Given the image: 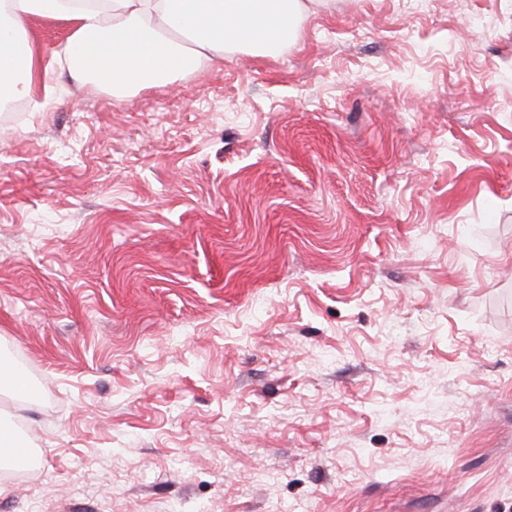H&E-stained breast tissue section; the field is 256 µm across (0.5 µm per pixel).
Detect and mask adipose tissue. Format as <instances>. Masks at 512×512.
<instances>
[{"label": "adipose tissue", "instance_id": "ef3b65f1", "mask_svg": "<svg viewBox=\"0 0 512 512\" xmlns=\"http://www.w3.org/2000/svg\"><path fill=\"white\" fill-rule=\"evenodd\" d=\"M325 0H0V95L30 98L36 55L26 23H70L71 75L96 76L116 94L158 86L223 58L276 53L301 36Z\"/></svg>", "mask_w": 512, "mask_h": 512}]
</instances>
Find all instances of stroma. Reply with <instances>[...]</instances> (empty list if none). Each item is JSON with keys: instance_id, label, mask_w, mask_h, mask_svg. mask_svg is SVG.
<instances>
[{"instance_id": "obj_1", "label": "stroma", "mask_w": 512, "mask_h": 512, "mask_svg": "<svg viewBox=\"0 0 512 512\" xmlns=\"http://www.w3.org/2000/svg\"><path fill=\"white\" fill-rule=\"evenodd\" d=\"M0 112V512H512V0Z\"/></svg>"}]
</instances>
